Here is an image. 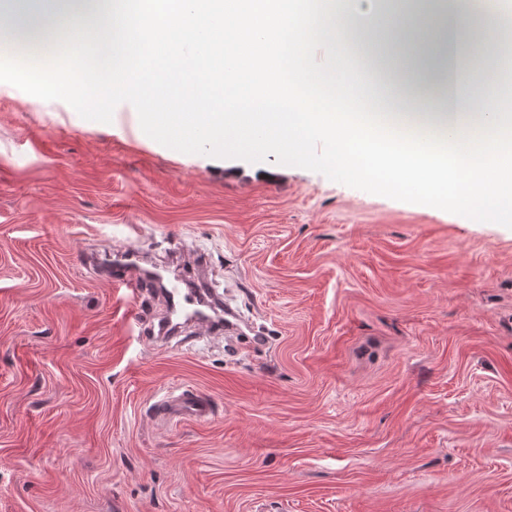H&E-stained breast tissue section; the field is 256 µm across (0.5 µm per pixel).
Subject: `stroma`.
<instances>
[{
    "label": "stroma",
    "mask_w": 512,
    "mask_h": 512,
    "mask_svg": "<svg viewBox=\"0 0 512 512\" xmlns=\"http://www.w3.org/2000/svg\"><path fill=\"white\" fill-rule=\"evenodd\" d=\"M204 266L263 343L144 336L85 251ZM208 394L212 422L156 400ZM512 512V229L185 154L0 82V512Z\"/></svg>",
    "instance_id": "obj_1"
}]
</instances>
